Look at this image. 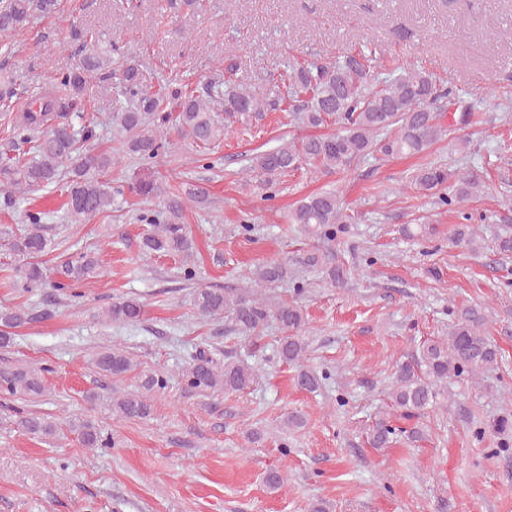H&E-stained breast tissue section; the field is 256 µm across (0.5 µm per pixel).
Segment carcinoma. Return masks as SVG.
Listing matches in <instances>:
<instances>
[{
  "instance_id": "cac0c4a2",
  "label": "carcinoma",
  "mask_w": 512,
  "mask_h": 512,
  "mask_svg": "<svg viewBox=\"0 0 512 512\" xmlns=\"http://www.w3.org/2000/svg\"><path fill=\"white\" fill-rule=\"evenodd\" d=\"M62 0H0V38L20 30L38 13L54 15ZM110 50L106 42L85 56L77 68L57 77L54 89L28 100L23 111L7 121L3 133L13 146L31 144L30 156L0 152V197L3 205H15L17 190H40L49 186L65 191L67 212L74 220L100 214L112 206V181L107 179L112 166L125 155L156 159L175 152L188 140L200 149L216 146L234 124L260 121L268 112H288L298 126L318 128L332 121L336 132L302 139L281 140L277 145L248 158L245 171L259 189H270L282 176L309 164L323 174H333L376 155L414 156L425 153L442 139L447 127L471 123L473 106L451 88L442 86L425 70L397 66L387 72L374 70L362 51L348 50L332 62L290 64L285 74L265 90L244 84L224 83L176 90L168 93L156 88L154 76L129 61L121 70V93L125 105L112 116L110 151H94L87 143L96 138V126L90 122L75 131L72 114L81 112L80 101L89 78L110 68ZM448 106V126L440 122L443 106ZM414 188L423 196L434 197L443 206H463L482 190L480 175L466 167L441 164L421 165L411 176ZM129 189L157 200V210L148 219L149 229L141 240L146 257L176 255L190 262L193 242L185 215L189 206L208 200L204 188L183 182L168 188L155 179H139ZM336 192L322 191L304 197L288 213V223L296 224L309 238L331 242L342 225L353 223ZM23 223L27 228L9 242L14 255L25 259L20 267L26 287L43 283L39 259L54 249L43 224V213L29 210ZM454 242L478 251L477 230L468 225L454 233ZM98 258L85 251L70 254L62 263L66 281L77 284L97 275ZM318 269L331 285L346 282L347 269L316 249L296 252L284 261H272L255 272L259 288L288 277V268ZM200 315L219 319L228 313L235 330L246 340H258L271 321L279 323L287 335L277 344L281 361L299 366L297 385L317 390L321 378L302 365L307 341L302 334L306 324L296 302L270 304L263 297L232 289L200 288L194 295ZM143 315V303L136 298L113 302L101 310V318L110 323H135ZM39 321L25 309L0 313V347L10 344L7 329ZM485 309L467 306L459 309L448 335L424 342L416 355L397 365L389 386L393 407L408 418L419 419L435 408L448 406V380L463 374L478 380L498 365L499 351L486 335ZM97 368L112 377H120L136 367L129 353L106 347L96 359ZM257 376L247 362L214 363L205 351L195 354L183 371L188 388L204 394L236 393L249 388ZM167 387L157 373L144 375L140 388L112 400V413L125 419H143L152 411L150 393ZM45 390L43 370L28 366L0 368V392L10 395L39 396ZM26 432L55 436L56 422L45 415L23 414L18 420ZM69 432L77 435L86 448H108L109 438L91 423L73 421ZM501 436L500 446L509 445L512 413H504L493 425ZM395 429L378 420L371 433L374 448H387Z\"/></svg>"
}]
</instances>
